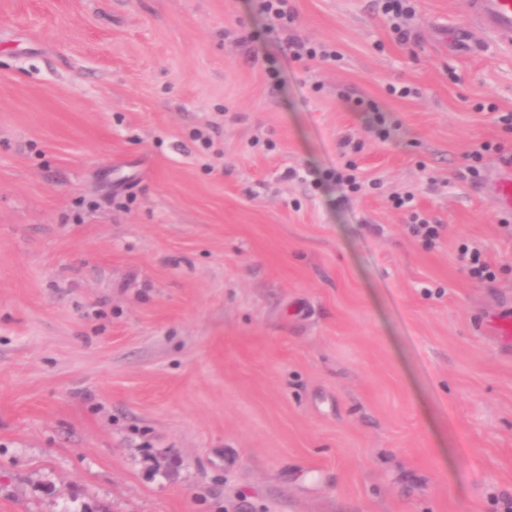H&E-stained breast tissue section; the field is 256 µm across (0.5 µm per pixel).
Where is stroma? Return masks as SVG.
Masks as SVG:
<instances>
[{"mask_svg": "<svg viewBox=\"0 0 512 512\" xmlns=\"http://www.w3.org/2000/svg\"><path fill=\"white\" fill-rule=\"evenodd\" d=\"M292 5L274 29L257 0H0V512L512 502L505 167L466 173L512 151V48L460 0H414L406 44L378 0ZM345 136L355 196L326 177ZM293 48L292 56L298 60L306 58L308 60L319 59L323 62L338 61L340 54L336 50H331L325 45L310 44L302 40L290 42ZM356 107L360 112H371V128L382 141H386L391 137L392 129L387 123L385 111L379 107L376 101L372 99H358ZM490 151L498 154V160L501 163L506 166H512V152H505L502 145H492L491 142L476 144L466 155L467 159L473 163L468 166V173L474 181L480 179L481 169L483 168L482 162L485 154ZM491 199L498 211L512 214V170L506 178L496 183Z\"/></svg>", "mask_w": 512, "mask_h": 512, "instance_id": "1", "label": "stroma"}]
</instances>
